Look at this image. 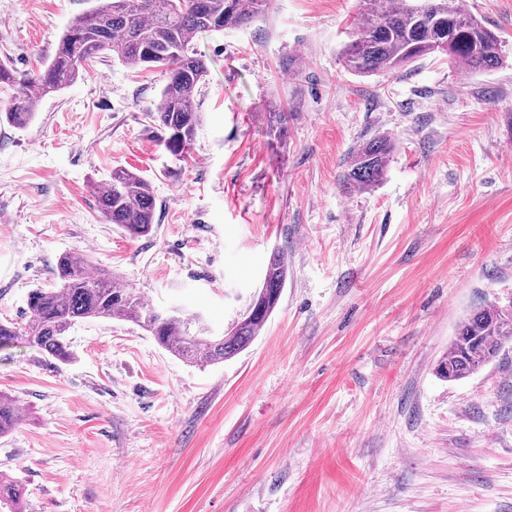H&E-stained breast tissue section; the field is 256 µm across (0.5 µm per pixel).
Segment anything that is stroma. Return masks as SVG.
Masks as SVG:
<instances>
[{
	"mask_svg": "<svg viewBox=\"0 0 512 512\" xmlns=\"http://www.w3.org/2000/svg\"><path fill=\"white\" fill-rule=\"evenodd\" d=\"M96 0H0V63L37 72ZM504 63L429 55L347 71L361 0H272L250 25L199 33L209 71L190 155L148 117L167 83L110 53L0 118V321L25 323L60 256L81 252L159 308L228 331L272 251L278 307L235 358L181 361L140 327L77 323L61 363L0 347V436L16 498L0 512H512V345L439 379L474 307L512 304V0H462ZM287 110L283 139L272 113ZM392 142L383 179L346 188L360 143ZM151 184L149 236L102 218L112 170ZM21 418L14 398L0 394V435L16 428Z\"/></svg>",
	"mask_w": 512,
	"mask_h": 512,
	"instance_id": "stroma-1",
	"label": "stroma"
}]
</instances>
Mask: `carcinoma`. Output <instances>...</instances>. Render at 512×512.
I'll list each match as a JSON object with an SVG mask.
<instances>
[{
  "instance_id": "1",
  "label": "carcinoma",
  "mask_w": 512,
  "mask_h": 512,
  "mask_svg": "<svg viewBox=\"0 0 512 512\" xmlns=\"http://www.w3.org/2000/svg\"><path fill=\"white\" fill-rule=\"evenodd\" d=\"M271 0H104L77 18L59 40L45 69L28 76L0 64V84H24L30 92L16 97L4 112L7 121L25 125L38 99L75 82L86 62L108 51L132 69L163 68L169 80L150 117L160 142L178 160L189 153L199 121L196 94L207 65L192 47L201 31L240 27L267 13ZM441 54L469 73L503 63L498 37L457 0H363L360 21L341 53L344 67L356 74L397 72L418 59ZM392 144L385 138L359 144L352 152L343 182L366 189L382 179ZM99 211L133 237L148 236L154 225L155 198L149 181L126 168H115L98 194ZM79 252L58 260L59 284L35 288L27 299L29 320L22 326L0 322V345L16 336L59 362L71 359L67 333L87 318L121 319L148 332L171 354L189 363L229 360L247 349L280 302L288 274L282 254L272 253L262 288L248 312L221 336L192 329L194 321L180 308L162 312L139 291L118 287L103 269L89 272ZM512 343V305H481L458 325L436 373L448 381L464 379L496 359ZM21 418L14 398L0 394V435Z\"/></svg>"
}]
</instances>
